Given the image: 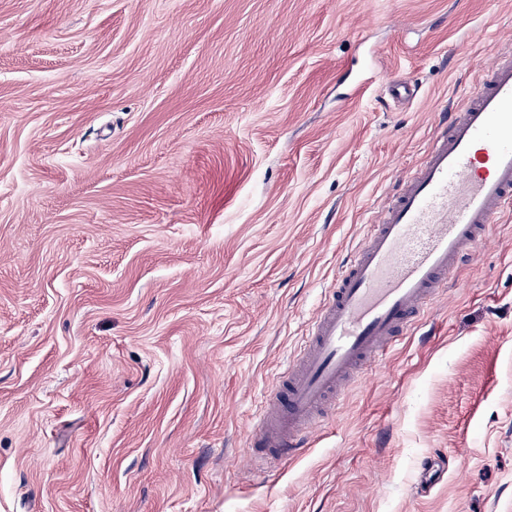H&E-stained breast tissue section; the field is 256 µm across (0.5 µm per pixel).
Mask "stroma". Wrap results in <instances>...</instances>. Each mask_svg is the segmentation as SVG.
<instances>
[{"mask_svg":"<svg viewBox=\"0 0 512 512\" xmlns=\"http://www.w3.org/2000/svg\"><path fill=\"white\" fill-rule=\"evenodd\" d=\"M511 38L512 0H0V512H512V211L296 457L246 452Z\"/></svg>","mask_w":512,"mask_h":512,"instance_id":"35a3bbf8","label":"stroma"}]
</instances>
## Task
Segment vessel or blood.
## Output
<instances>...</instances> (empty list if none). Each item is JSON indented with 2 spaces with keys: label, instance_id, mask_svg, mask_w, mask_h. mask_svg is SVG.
<instances>
[{
  "label": "vessel or blood",
  "instance_id": "1",
  "mask_svg": "<svg viewBox=\"0 0 512 512\" xmlns=\"http://www.w3.org/2000/svg\"><path fill=\"white\" fill-rule=\"evenodd\" d=\"M512 207V52L450 112L347 258L267 395L249 457L291 459L356 373L398 344Z\"/></svg>",
  "mask_w": 512,
  "mask_h": 512
}]
</instances>
